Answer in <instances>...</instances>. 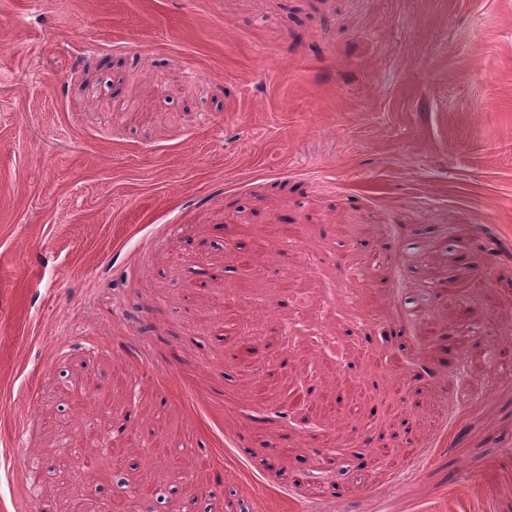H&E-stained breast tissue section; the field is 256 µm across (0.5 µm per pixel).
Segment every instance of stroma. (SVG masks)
I'll return each instance as SVG.
<instances>
[{"label":"stroma","instance_id":"1","mask_svg":"<svg viewBox=\"0 0 512 512\" xmlns=\"http://www.w3.org/2000/svg\"><path fill=\"white\" fill-rule=\"evenodd\" d=\"M373 256L380 344L337 298L333 348L246 300ZM423 280L457 287L440 333L484 327L448 366L401 308ZM488 351L512 364V0H0V512L107 500L74 460L120 424L183 512H512Z\"/></svg>","mask_w":512,"mask_h":512}]
</instances>
